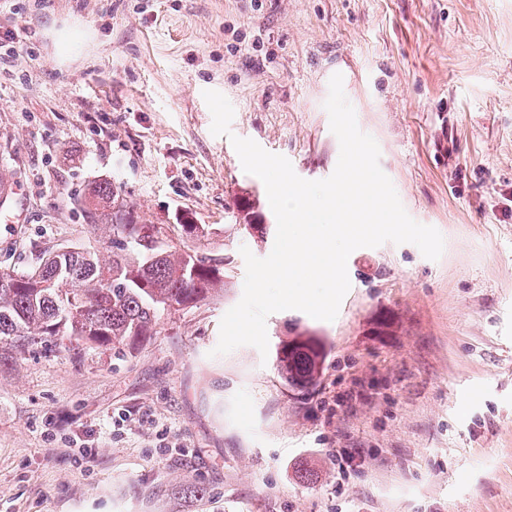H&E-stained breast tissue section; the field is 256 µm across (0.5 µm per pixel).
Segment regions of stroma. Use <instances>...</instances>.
I'll list each match as a JSON object with an SVG mask.
<instances>
[{
  "instance_id": "1",
  "label": "stroma",
  "mask_w": 512,
  "mask_h": 512,
  "mask_svg": "<svg viewBox=\"0 0 512 512\" xmlns=\"http://www.w3.org/2000/svg\"><path fill=\"white\" fill-rule=\"evenodd\" d=\"M69 18L94 41L63 64L49 32ZM8 32L0 267L92 241L74 202L100 182L230 263L223 296L162 314L125 356L0 350V512H512V0H0ZM337 73L443 253L356 249L334 321L276 312L270 357L213 356L241 247L266 257L276 234L236 227L267 193L203 93L231 102L232 136L322 180ZM305 330L329 345L309 389L272 355Z\"/></svg>"
}]
</instances>
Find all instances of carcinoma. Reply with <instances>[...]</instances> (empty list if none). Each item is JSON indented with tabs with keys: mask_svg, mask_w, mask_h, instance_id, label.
<instances>
[{
	"mask_svg": "<svg viewBox=\"0 0 512 512\" xmlns=\"http://www.w3.org/2000/svg\"><path fill=\"white\" fill-rule=\"evenodd\" d=\"M86 224L109 231L96 246L44 252L36 267L0 268V344L23 356L49 342L95 345L124 353L150 336L165 311L194 307L224 292L226 257L189 252L163 227L141 224L109 183L75 200ZM244 230L267 231L257 199L238 206ZM326 353L320 336H296L277 359L289 383L315 384Z\"/></svg>",
	"mask_w": 512,
	"mask_h": 512,
	"instance_id": "obj_1",
	"label": "carcinoma"
}]
</instances>
